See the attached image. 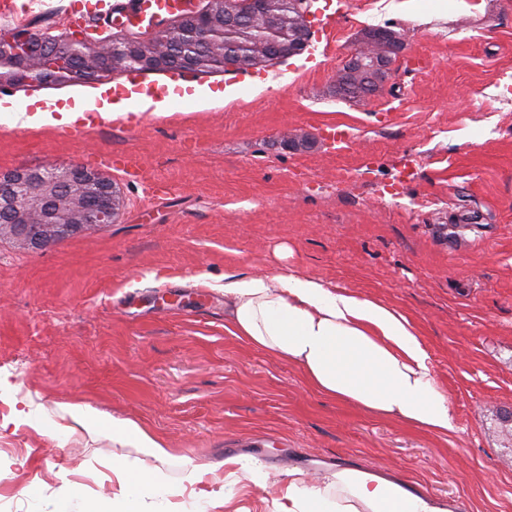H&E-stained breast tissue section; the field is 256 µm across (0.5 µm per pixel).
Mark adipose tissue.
Returning <instances> with one entry per match:
<instances>
[{
    "mask_svg": "<svg viewBox=\"0 0 512 512\" xmlns=\"http://www.w3.org/2000/svg\"><path fill=\"white\" fill-rule=\"evenodd\" d=\"M84 96L73 105L0 108V120L30 128L84 121ZM224 328L246 346L295 366L321 396L376 418H391L435 435L452 428L447 394L409 319L390 306L288 271L224 274ZM113 436L135 444L138 457L112 459L120 490L112 512H143L164 497L160 468L170 452L134 421L113 418ZM272 512H452L419 483L393 474L331 466L311 479L290 477Z\"/></svg>",
    "mask_w": 512,
    "mask_h": 512,
    "instance_id": "ef3b65f1",
    "label": "adipose tissue"
}]
</instances>
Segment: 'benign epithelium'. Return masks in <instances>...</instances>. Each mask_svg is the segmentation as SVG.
<instances>
[{"mask_svg": "<svg viewBox=\"0 0 512 512\" xmlns=\"http://www.w3.org/2000/svg\"><path fill=\"white\" fill-rule=\"evenodd\" d=\"M278 0H193L187 11L166 21L158 32L120 30L93 42L85 53L87 40L80 32L55 38L26 29L0 30V85L37 81L62 85L68 80L119 75L139 59L153 70L169 68V54L179 43L196 38L208 49L209 58L224 60V35L239 27L259 9L272 18L270 40L288 25V18L276 13ZM79 57L70 67L68 59ZM42 61L41 74L32 78L28 63ZM354 73L372 88L381 72L389 71L383 56L352 54ZM123 205L112 181L95 169L74 165L42 170L0 173V236L8 235L23 248H48L69 236L115 222Z\"/></svg>", "mask_w": 512, "mask_h": 512, "instance_id": "obj_1", "label": "benign epithelium"}]
</instances>
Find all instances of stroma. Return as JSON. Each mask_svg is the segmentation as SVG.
Returning a JSON list of instances; mask_svg holds the SVG:
<instances>
[{"instance_id":"stroma-1","label":"stroma","mask_w":512,"mask_h":512,"mask_svg":"<svg viewBox=\"0 0 512 512\" xmlns=\"http://www.w3.org/2000/svg\"><path fill=\"white\" fill-rule=\"evenodd\" d=\"M71 0H17L0 28L61 33ZM317 0L312 31L284 63L185 75L239 95L193 99L138 127L92 121L0 125V173L83 164L119 187L115 223L45 249L0 239V420L27 399L55 415L102 414L97 437L19 420L0 431V512H56L85 480L116 493L112 457L134 455L111 417L147 426L172 457L166 512H195L181 456L256 458L268 475L236 503L271 512L300 469L360 465L403 474L456 512H512V0ZM401 33L382 87L337 96L368 28ZM391 122H383L384 114ZM323 123L353 132L343 148ZM309 138L308 147L284 138ZM132 152L140 178L108 168ZM297 270L406 315L448 395L437 436L363 414L310 389L292 366L224 328V273Z\"/></svg>"}]
</instances>
